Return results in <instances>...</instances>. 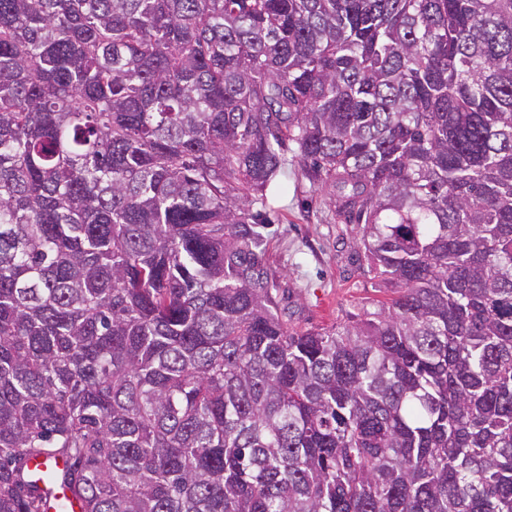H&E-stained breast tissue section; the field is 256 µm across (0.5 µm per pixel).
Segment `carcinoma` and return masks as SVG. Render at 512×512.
I'll return each mask as SVG.
<instances>
[{"mask_svg": "<svg viewBox=\"0 0 512 512\" xmlns=\"http://www.w3.org/2000/svg\"><path fill=\"white\" fill-rule=\"evenodd\" d=\"M373 312L294 331L288 145ZM512 512V0H0V512Z\"/></svg>", "mask_w": 512, "mask_h": 512, "instance_id": "obj_1", "label": "carcinoma"}]
</instances>
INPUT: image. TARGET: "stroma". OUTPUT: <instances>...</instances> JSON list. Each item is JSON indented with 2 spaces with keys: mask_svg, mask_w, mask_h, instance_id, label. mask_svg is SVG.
Wrapping results in <instances>:
<instances>
[{
  "mask_svg": "<svg viewBox=\"0 0 512 512\" xmlns=\"http://www.w3.org/2000/svg\"><path fill=\"white\" fill-rule=\"evenodd\" d=\"M265 268L291 329L324 328L373 310L387 293L360 249L362 227L337 216L296 161L283 188L268 191Z\"/></svg>",
  "mask_w": 512,
  "mask_h": 512,
  "instance_id": "obj_1",
  "label": "stroma"
}]
</instances>
